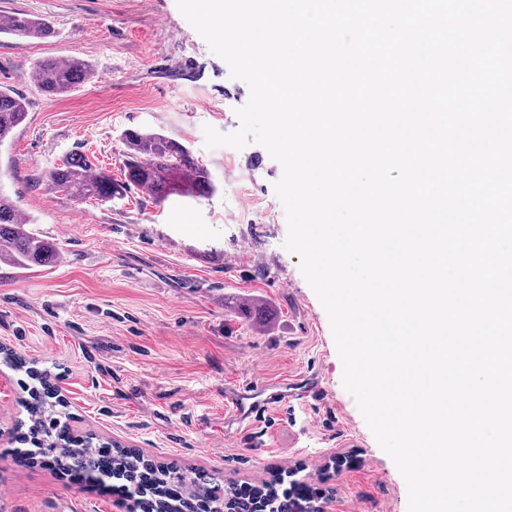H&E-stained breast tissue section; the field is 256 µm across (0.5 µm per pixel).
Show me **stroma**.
<instances>
[{
  "instance_id": "obj_1",
  "label": "stroma",
  "mask_w": 512,
  "mask_h": 512,
  "mask_svg": "<svg viewBox=\"0 0 512 512\" xmlns=\"http://www.w3.org/2000/svg\"><path fill=\"white\" fill-rule=\"evenodd\" d=\"M13 13L47 19L55 35L0 34V86L30 103L0 148V182L60 256L49 268L0 264V347L26 363H0V512H117L98 487L9 455L31 369L51 373L71 429L97 443L237 485L320 490L326 512H408L402 475L343 386L328 315L283 246L280 163L256 143L205 145L204 126L238 129L248 85L176 0H0V14ZM60 57L95 74L49 97L28 74ZM129 128L184 140L215 193L159 204L134 190L99 202L45 185V171L69 156L120 178ZM241 300L261 317H242ZM254 380L287 384L288 399L244 419L224 388Z\"/></svg>"
}]
</instances>
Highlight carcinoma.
Returning a JSON list of instances; mask_svg holds the SVG:
<instances>
[{
	"label": "carcinoma",
	"mask_w": 512,
	"mask_h": 512,
	"mask_svg": "<svg viewBox=\"0 0 512 512\" xmlns=\"http://www.w3.org/2000/svg\"><path fill=\"white\" fill-rule=\"evenodd\" d=\"M20 38L47 39L55 34L50 22L23 13L0 18V32ZM92 66L78 58L65 61L46 58L34 63L30 76L35 88L48 96H62L84 81ZM29 102L9 89L0 87V147L7 142L28 115ZM123 145L122 177L117 180L97 170L83 157H65L43 176L48 187L72 197L109 202L121 199L136 188L156 202L171 196L205 197L214 191L208 169L181 140L139 129H127L121 137ZM31 220L23 217L16 200L0 183V263L19 268L48 267L57 261L59 249L53 243L26 228ZM28 421L16 423V442L29 444L35 451L15 448L12 454L35 459L44 467L63 470L83 468L100 480L103 474L94 470V437L63 441L60 429L68 428L70 413L63 400L49 401V396L31 390L25 403ZM153 472V484L147 498H129L128 512L138 508L150 512H244L246 503L263 512H293L295 504L278 494L276 484L269 483L243 495L224 478L204 470L188 469L179 462L154 466L130 448H117L112 459V475L134 481L145 470ZM177 486L184 500L170 501L162 486Z\"/></svg>",
	"instance_id": "carcinoma-1"
}]
</instances>
